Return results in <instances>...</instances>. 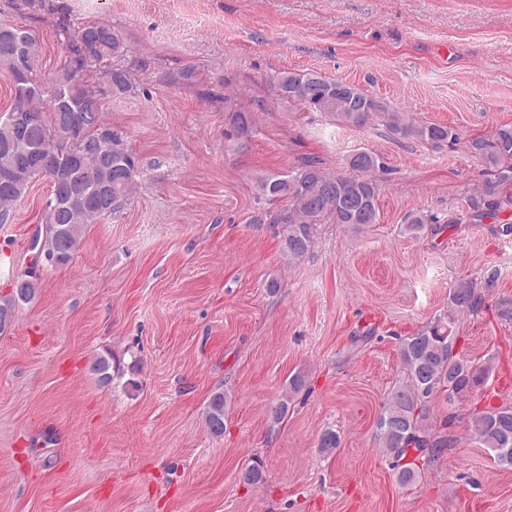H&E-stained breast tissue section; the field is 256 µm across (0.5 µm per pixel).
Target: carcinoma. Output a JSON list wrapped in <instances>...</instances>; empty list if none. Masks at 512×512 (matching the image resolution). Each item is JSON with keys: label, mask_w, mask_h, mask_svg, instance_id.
<instances>
[{"label": "carcinoma", "mask_w": 512, "mask_h": 512, "mask_svg": "<svg viewBox=\"0 0 512 512\" xmlns=\"http://www.w3.org/2000/svg\"><path fill=\"white\" fill-rule=\"evenodd\" d=\"M69 50L47 97L36 70L35 35L23 26H0V69L12 79L11 105L0 113V220L8 218L9 208L34 181H50L59 213L55 218L45 214L44 228L36 230L30 249L47 254L48 265L55 268L72 262L84 228L118 211L135 193L140 176L139 162L122 132L105 121L100 98L80 79L84 72L104 67L111 93H127L131 88L129 72L112 66V59L123 53V42L111 25L95 22L78 29L69 40ZM276 80L281 97L289 103L327 114L346 126L362 128L379 119L404 138L435 145L460 141L456 130L448 126L418 121L317 71H283ZM16 113L26 119L22 133L12 120ZM230 121L240 136L254 126L250 112H233ZM101 133L111 140L112 151L97 154L85 150L84 144ZM468 149L487 175L467 198L470 217H494L511 209L512 124L470 139ZM346 163L345 171L330 175L321 168V160L306 157L286 174L259 177L257 200L269 205L283 200L285 204L255 214L253 223L284 225V250L291 258L308 253L318 224L329 221L359 227L378 223L376 173L384 163L368 151L347 158ZM37 288V279L27 274L12 282L9 292L0 295V320L13 317L20 304L32 302ZM482 303L483 294L476 283L459 279L450 290L447 313L400 343L402 376L378 415L375 439L391 457L396 481L403 488L416 487L425 468L453 443L444 428L433 427L436 401L474 392L492 370L491 360L481 361L457 348L455 326L461 313L476 311ZM306 384L300 372L289 378L275 422L285 418L291 397ZM226 406L222 392L213 394L207 405L205 424L215 436L224 433ZM468 432L495 463L512 468L511 403L489 404L472 414Z\"/></svg>", "instance_id": "1"}]
</instances>
